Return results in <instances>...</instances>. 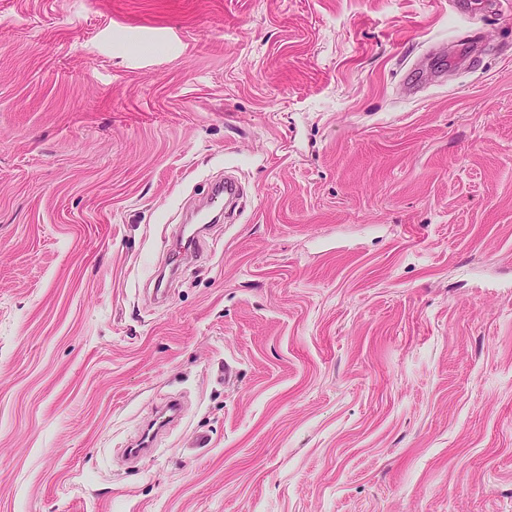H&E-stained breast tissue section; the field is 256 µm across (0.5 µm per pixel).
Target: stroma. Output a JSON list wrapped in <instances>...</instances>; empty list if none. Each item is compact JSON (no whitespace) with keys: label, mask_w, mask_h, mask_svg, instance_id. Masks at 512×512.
<instances>
[{"label":"stroma","mask_w":512,"mask_h":512,"mask_svg":"<svg viewBox=\"0 0 512 512\" xmlns=\"http://www.w3.org/2000/svg\"><path fill=\"white\" fill-rule=\"evenodd\" d=\"M0 512H512V0H0ZM240 198V186L232 178H226L224 182H216L210 186L206 210L199 211L195 219L189 224H182L176 241L168 249V263L166 267L175 274L185 261L191 259L201 241L206 237L208 224L220 223L228 218L230 213L226 211L227 204L232 206L233 212ZM181 414L182 405L176 400H167L158 405L152 417L140 425L136 438L129 445L128 454L139 459L151 453L158 439L181 417Z\"/></svg>","instance_id":"1"}]
</instances>
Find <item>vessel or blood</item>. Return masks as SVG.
I'll return each instance as SVG.
<instances>
[{
    "label": "vessel or blood",
    "mask_w": 512,
    "mask_h": 512,
    "mask_svg": "<svg viewBox=\"0 0 512 512\" xmlns=\"http://www.w3.org/2000/svg\"><path fill=\"white\" fill-rule=\"evenodd\" d=\"M239 198L240 187L234 179L228 178L211 185L205 210L199 211L191 223L181 225L176 241L168 250L167 267L170 272H177L185 261L194 257L210 225L227 218L228 207L236 205ZM181 414L182 405L178 401L168 400L158 405L152 417L140 425L128 450L129 455L138 459L151 453L158 439Z\"/></svg>",
    "instance_id": "1"
}]
</instances>
